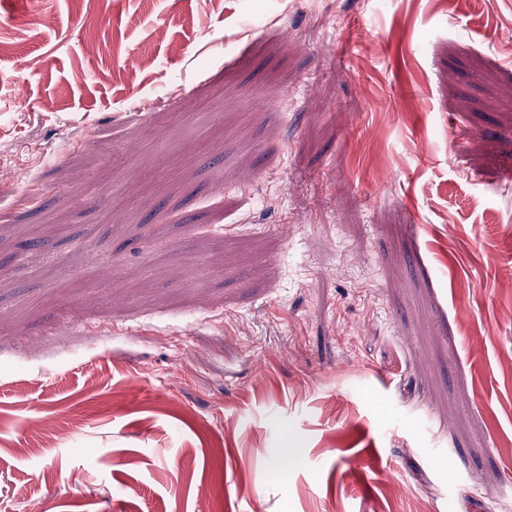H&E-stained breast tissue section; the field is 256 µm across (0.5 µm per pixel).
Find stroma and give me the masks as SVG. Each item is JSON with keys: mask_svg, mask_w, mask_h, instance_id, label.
<instances>
[{"mask_svg": "<svg viewBox=\"0 0 512 512\" xmlns=\"http://www.w3.org/2000/svg\"><path fill=\"white\" fill-rule=\"evenodd\" d=\"M504 224L512 0H0V512H512Z\"/></svg>", "mask_w": 512, "mask_h": 512, "instance_id": "obj_1", "label": "stroma"}]
</instances>
